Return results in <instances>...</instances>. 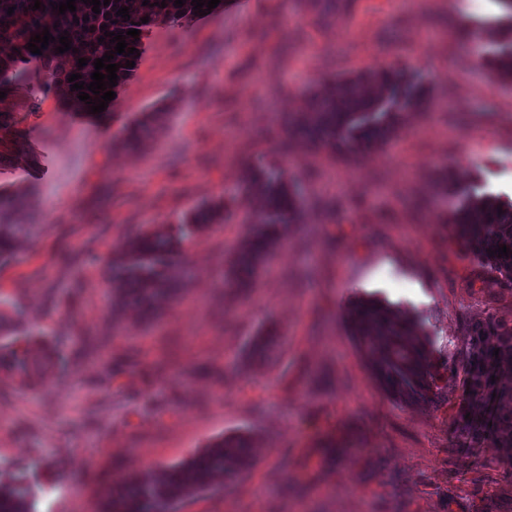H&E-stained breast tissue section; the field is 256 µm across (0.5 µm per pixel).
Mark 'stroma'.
I'll use <instances>...</instances> for the list:
<instances>
[{"label": "stroma", "mask_w": 512, "mask_h": 512, "mask_svg": "<svg viewBox=\"0 0 512 512\" xmlns=\"http://www.w3.org/2000/svg\"><path fill=\"white\" fill-rule=\"evenodd\" d=\"M223 3L147 27L103 112L75 106L38 58L0 83V192H27L18 220L41 227L0 266V294L66 364L33 391L0 373V471L35 466V512H101L125 481L245 433L252 464L176 512H512V465L464 426L472 329L512 326V283L442 221L446 176L512 202V81L476 61L511 13L502 0ZM402 63L432 99L381 145L308 147L284 125L316 88ZM261 158L296 183L303 217L240 293L223 279L253 236L243 176ZM205 202L232 217L184 247L187 290L150 318L115 311L109 259ZM367 297L424 318L431 400L397 403L372 375L347 329ZM263 328L273 341L254 360Z\"/></svg>", "instance_id": "35a3bbf8"}]
</instances>
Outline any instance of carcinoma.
Wrapping results in <instances>:
<instances>
[{
	"label": "carcinoma",
	"mask_w": 512,
	"mask_h": 512,
	"mask_svg": "<svg viewBox=\"0 0 512 512\" xmlns=\"http://www.w3.org/2000/svg\"><path fill=\"white\" fill-rule=\"evenodd\" d=\"M165 2L161 8L154 2ZM43 8L32 9L34 0H0V80L19 74L17 64L32 56L28 50L30 38L49 29L55 38L64 34L77 52L63 54L55 51V41L42 50L40 59L52 73L63 81L70 75H82L84 85L92 82L95 59L115 50V44L104 32L126 33L127 48L141 49V41L127 35L135 28L140 31L157 22H178L195 19L194 3L186 0L181 7L174 0H110L100 6L75 0L76 11L59 14L40 0ZM12 15H7L11 6ZM129 8L130 20L116 15ZM88 20H83V16ZM27 16V28L16 27L15 18ZM149 17V22L141 21ZM79 22H73V19ZM107 25L106 30L100 26ZM104 41H98V38ZM80 58L88 60L78 67ZM137 54H115L113 64H120L117 90L133 75L126 67L128 61H138ZM480 64L488 65L503 79L512 80V36L497 33L481 57ZM428 88L403 70L380 68L368 73L346 77L336 83L321 86L310 96L307 111L296 122L297 132L306 140L321 141L336 149L359 152L372 144L385 141L394 132L400 114L418 109L427 101ZM163 109L144 113L130 130L132 141L158 122ZM251 194L264 199V207L246 219L256 224L253 241L237 253L225 281L231 286L246 289L252 286L265 256L281 244V231L298 221L301 201L283 172L263 164L251 167L243 180ZM447 192L455 197L444 222L453 230L468 251L488 272L500 280L512 282V204L492 196H475L448 182ZM28 206L22 192L0 194V265L13 260L14 243L30 236L37 225L17 224L14 214ZM224 219V206L202 204L186 214L162 234L145 232L134 240L115 262L110 264L113 279L124 286V300L150 314L160 297L176 295L186 288L189 280L177 254L191 241L197 229L215 219ZM509 248V256L498 254L501 246ZM349 329L382 389L402 403H415L429 398L433 374L430 371L428 336L423 323L394 309L378 299H360L349 311ZM496 336L495 346L485 337ZM498 355H493L494 349ZM512 364V328L489 323L480 329L473 343L472 370L474 391L485 397L483 409L467 421L475 435L490 431L512 461V386L491 376ZM59 359L54 345L40 332L22 329L0 317V371L18 380L28 389L36 386L43 375L58 368ZM251 438L239 434L210 443L198 455L163 471L161 475L144 474L121 486L112 494L106 512H172L186 497L213 486L215 476L228 477L241 471L251 458ZM33 486L27 473H0V512H35L32 504Z\"/></svg>",
	"instance_id": "carcinoma-1"
}]
</instances>
